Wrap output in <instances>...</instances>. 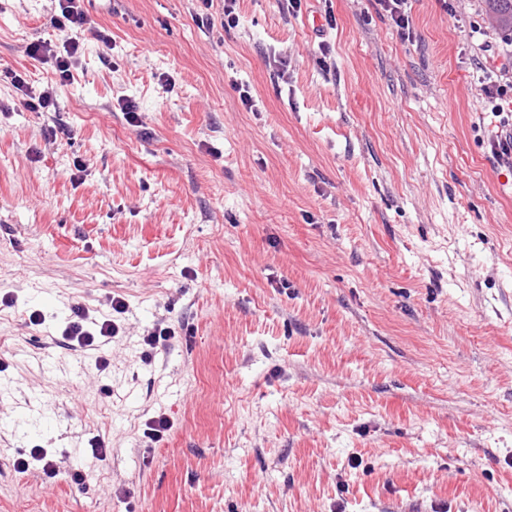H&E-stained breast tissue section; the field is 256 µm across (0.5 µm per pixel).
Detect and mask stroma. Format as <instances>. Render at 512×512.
<instances>
[{"label": "stroma", "instance_id": "35a3bbf8", "mask_svg": "<svg viewBox=\"0 0 512 512\" xmlns=\"http://www.w3.org/2000/svg\"><path fill=\"white\" fill-rule=\"evenodd\" d=\"M222 7L84 0L112 44L85 41L51 114L4 73L51 82L27 48L62 44L55 4L0 0V512H512V169L478 99L484 0H412L408 41L373 0H237L231 30ZM56 118L72 139H45ZM115 295L119 335L65 346L72 307ZM161 317L176 336L142 362ZM33 448L58 477L14 471Z\"/></svg>", "mask_w": 512, "mask_h": 512}]
</instances>
